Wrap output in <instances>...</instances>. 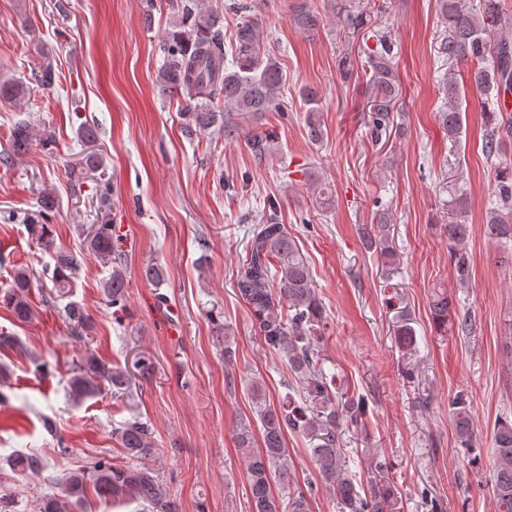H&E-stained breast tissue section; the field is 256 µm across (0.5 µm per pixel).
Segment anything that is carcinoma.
<instances>
[{"label":"carcinoma","instance_id":"1","mask_svg":"<svg viewBox=\"0 0 512 512\" xmlns=\"http://www.w3.org/2000/svg\"><path fill=\"white\" fill-rule=\"evenodd\" d=\"M207 0H181L178 19L166 32L160 45L162 63L155 76L158 91L164 96L182 95L185 106L181 114L190 132L207 131L220 125L225 138L238 135L237 118L261 120L267 112H286L288 105L282 97L286 74L280 63L262 46L257 23L248 15L251 6L235 3L232 9L241 13L234 32V56L231 62L224 57V13L206 5ZM439 10L448 24L444 51L448 60L470 64L467 77L459 82L448 78L444 86L448 108L439 115L448 139L460 140L463 133V102L468 91L482 100L499 99L512 86V16L504 11L502 0H438ZM366 64L369 80L366 83L371 103L372 132L381 136L389 129V112L399 92L391 61L390 48L369 53ZM52 61L32 72L31 80L38 86L54 83ZM29 87L12 78H0V99L19 101ZM307 106L308 136L313 141L323 137L317 112V94L310 88L301 89ZM483 152L486 160L498 162L495 168L497 206L484 222V232L500 242H512V166L499 162L512 145V115L502 110L484 113ZM31 127L18 122L12 131L9 145L0 152V163L8 166L29 150ZM254 156L263 160L271 153L270 139L260 134L248 138ZM88 171L98 174L95 190L100 196L110 191L104 179L103 154L91 150L85 155ZM469 202L462 191L452 194L448 201L450 219L445 225L448 253L457 281L467 282L470 257L466 243L472 225L466 222ZM55 199L45 194L37 200V217L41 223L27 225L36 242L51 253L52 263L36 271L27 266L13 270L6 287L0 289V305L11 311L19 322L33 316L30 288L33 282L48 280L44 299L51 303L66 299L73 293L79 263L70 250L56 245L51 224ZM87 248L103 264L112 267L104 282L108 305L121 309L126 301V258L112 244V226L92 224ZM141 278L159 288L165 282L161 264L149 262L141 268ZM237 289L247 304L252 320L258 325L264 343L288 365V371L302 385L299 398L288 395V402L278 409L266 404L259 385L251 387L254 411L261 423L262 445L254 446L251 422L239 424L236 434L247 475L251 512H282L281 502L273 484L288 485L292 479L288 468L285 433H298L308 441V452L325 487L342 505L344 512H396L398 499L387 480V470L377 471L375 482L380 487L370 495H361L348 476L341 448L343 428L355 426L365 414L364 398L347 399L336 394L333 380L323 367L314 326L321 319V301L316 295L306 258L285 226L269 220L253 225L248 241L246 259L239 267ZM288 301V317L276 313L283 301ZM437 325H448L453 310L445 293H437L430 303ZM64 317L70 335L83 340L94 331L95 321L76 301L64 305ZM127 375L110 367L93 354H86L69 378V387L79 398L94 397L107 385L114 392L127 390ZM451 414L457 444L474 447L476 437L470 411L463 397L451 401ZM112 435L125 453L122 466L101 454L77 469L48 477L53 491L39 502L38 512H77L85 504L88 492L99 498L114 497L134 500L142 512H178L155 467V441L151 427L139 420H129L113 429ZM494 479L492 512H512V421L501 419L494 424ZM19 475L45 468L36 455H17L10 460Z\"/></svg>","mask_w":512,"mask_h":512}]
</instances>
